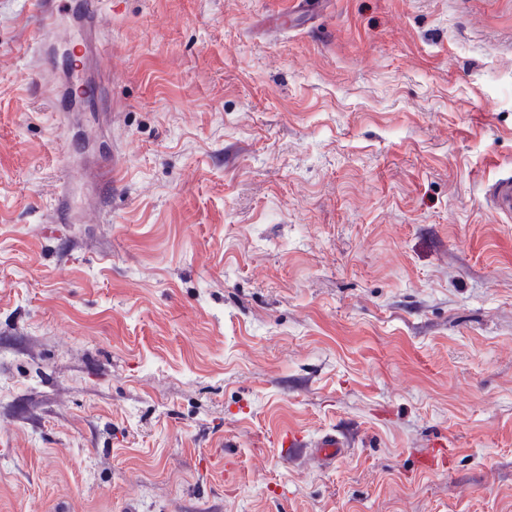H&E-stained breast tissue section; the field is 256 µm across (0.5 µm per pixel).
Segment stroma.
<instances>
[{"label": "stroma", "instance_id": "1", "mask_svg": "<svg viewBox=\"0 0 512 512\" xmlns=\"http://www.w3.org/2000/svg\"><path fill=\"white\" fill-rule=\"evenodd\" d=\"M84 2L0 0V512H512V0ZM491 210L498 215L512 216V175L497 178L487 190ZM276 445L280 448V456L284 459H292L307 448H315L319 457L326 461H333L340 457L343 448H349L347 438L336 433V430L324 432L314 440H307L304 435L297 431H281L277 434Z\"/></svg>", "mask_w": 512, "mask_h": 512}]
</instances>
